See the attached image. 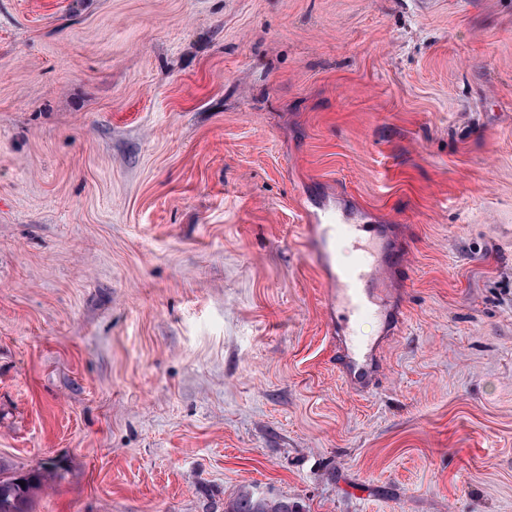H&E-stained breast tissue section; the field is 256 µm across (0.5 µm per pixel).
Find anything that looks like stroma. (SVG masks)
Returning a JSON list of instances; mask_svg holds the SVG:
<instances>
[{"label":"stroma","instance_id":"35a3bbf8","mask_svg":"<svg viewBox=\"0 0 512 512\" xmlns=\"http://www.w3.org/2000/svg\"><path fill=\"white\" fill-rule=\"evenodd\" d=\"M385 225L371 391L305 211ZM28 512H512V0H0V474ZM58 463L49 462L39 470H34L25 475L2 477L0 474V512H25L33 491L41 485L44 472L57 471ZM19 481H25L21 487ZM297 505L290 506L287 502L272 501L268 499H254L251 494L238 498L224 512H299Z\"/></svg>","mask_w":512,"mask_h":512}]
</instances>
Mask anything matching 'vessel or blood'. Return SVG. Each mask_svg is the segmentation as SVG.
<instances>
[{
	"instance_id": "b4317fda",
	"label": "vessel or blood",
	"mask_w": 512,
	"mask_h": 512,
	"mask_svg": "<svg viewBox=\"0 0 512 512\" xmlns=\"http://www.w3.org/2000/svg\"><path fill=\"white\" fill-rule=\"evenodd\" d=\"M317 260L327 278L326 315L331 344L336 350V374L352 393L370 389L382 368L381 353L401 325V312L383 278L399 257L391 249L381 226L359 223L340 208H321L306 215ZM351 252L349 263H341L338 249ZM372 317L380 325L378 336L362 339L353 324Z\"/></svg>"
}]
</instances>
